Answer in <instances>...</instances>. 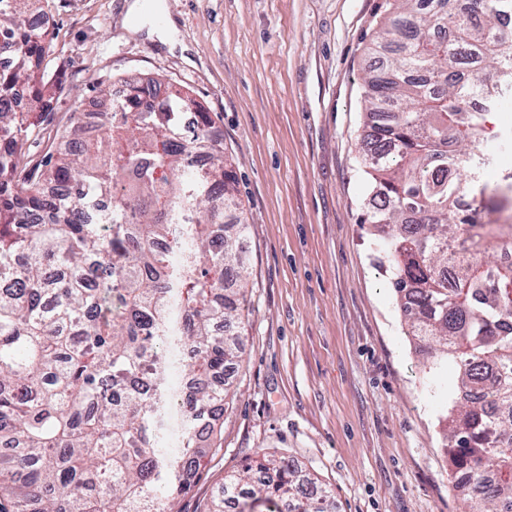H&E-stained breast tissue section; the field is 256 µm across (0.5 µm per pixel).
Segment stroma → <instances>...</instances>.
I'll use <instances>...</instances> for the list:
<instances>
[{"label":"stroma","instance_id":"1","mask_svg":"<svg viewBox=\"0 0 512 512\" xmlns=\"http://www.w3.org/2000/svg\"><path fill=\"white\" fill-rule=\"evenodd\" d=\"M178 48L128 28L129 0H47L42 63L58 77L26 156L51 152L97 83L186 87L232 162L247 230L250 314L218 448L173 512H208L227 474L271 453L331 489L340 512H464L438 419L456 367L429 378L360 217L362 75L391 0H156ZM491 113L488 184L512 172Z\"/></svg>","mask_w":512,"mask_h":512}]
</instances>
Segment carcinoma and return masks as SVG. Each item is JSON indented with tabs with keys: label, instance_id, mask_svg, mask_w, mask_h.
<instances>
[{
	"label": "carcinoma",
	"instance_id": "obj_1",
	"mask_svg": "<svg viewBox=\"0 0 512 512\" xmlns=\"http://www.w3.org/2000/svg\"><path fill=\"white\" fill-rule=\"evenodd\" d=\"M42 2L0 0V42L16 46L0 69V512H169L214 444L230 393L218 379L240 358L249 314L246 224L224 220L239 206L236 180L195 99L168 85L160 107L150 103L159 81L99 113L94 134L78 116L43 165H25L52 100L40 77L48 29L27 26ZM393 2L363 76V165L381 203L361 223L381 232L428 373L456 365L443 447L466 512H512V263L498 259L512 224L487 219L512 199V182L490 191L459 172L464 157L476 168L486 159V117L512 90L501 31L512 0ZM489 65L490 84L479 77ZM19 88L33 101L21 113L8 106ZM194 153L209 156L206 172ZM172 288L195 352L175 458L157 446L147 397ZM258 495L287 512H337L330 491L267 455L224 476L209 512Z\"/></svg>",
	"mask_w": 512,
	"mask_h": 512
}]
</instances>
